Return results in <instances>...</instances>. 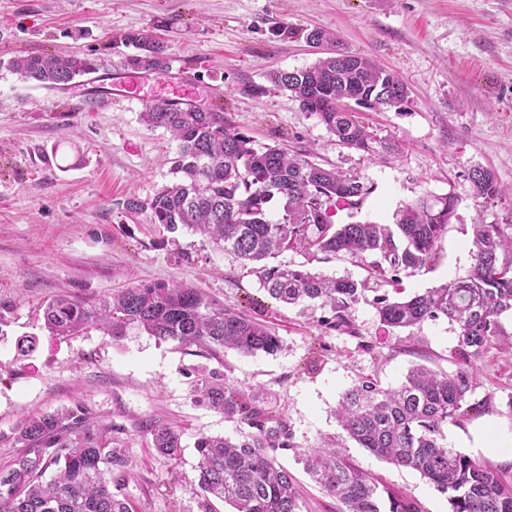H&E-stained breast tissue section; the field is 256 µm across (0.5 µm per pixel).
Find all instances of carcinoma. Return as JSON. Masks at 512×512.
<instances>
[{"mask_svg":"<svg viewBox=\"0 0 512 512\" xmlns=\"http://www.w3.org/2000/svg\"><path fill=\"white\" fill-rule=\"evenodd\" d=\"M122 42L134 49L126 56L127 67L143 72L170 68L164 46L147 34L129 31ZM8 67L46 89H65L98 70L95 60L76 56H18ZM268 79L294 95L338 142L370 156L394 149L342 102L395 106L405 101L407 87L397 73L338 48L308 68L274 71ZM141 118L177 142L171 167L177 181L148 202L133 199L126 207L148 209L156 231L173 232L181 225L207 237L238 257L260 288L284 304L317 302L329 308L332 316L321 320L328 329L355 334L348 310L364 297L368 281L400 293L401 274L433 261L435 246L456 215L453 197L433 196L403 207L392 226L337 224L336 208L357 209L368 194L359 174L326 168L281 148L259 147L224 120V113L191 103L150 104ZM469 178L474 200L483 205L512 195L488 168H472ZM472 246L466 277L410 298H374L379 320L390 328H413L441 317L457 325L450 356L455 369L415 365L396 388L364 377L342 396L336 420L360 447L419 472L448 495L450 512H512V477L444 444L445 430L464 415L485 361L492 351L505 349L500 317L512 313V233L501 224H474ZM287 251L309 263L347 256L367 276L355 281L304 264L272 263ZM43 320L50 335L62 338L88 329L119 336L134 325L161 342L195 345L213 354L225 348L273 354L282 347L281 338L264 324L185 284H140L98 302L53 297L44 305ZM193 393L196 403L249 428L236 441L196 438L204 512H213L214 500L231 505L233 512H300L293 478L277 461L278 451L296 447L285 417L271 414L258 395L239 390L216 371L197 373ZM149 434L161 455L172 456L181 447L177 429L155 426ZM14 439L25 451L0 471V512H129L128 502L112 491L128 465L125 449L114 446L112 424L91 421L84 406L29 415ZM304 461L313 480L341 501L343 512H420L413 500L380 485L338 450L334 437L308 446ZM50 469L57 473L45 482Z\"/></svg>","mask_w":512,"mask_h":512,"instance_id":"cac0c4a2","label":"carcinoma"}]
</instances>
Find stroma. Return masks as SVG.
<instances>
[{"label":"stroma","instance_id":"35a3bbf8","mask_svg":"<svg viewBox=\"0 0 512 512\" xmlns=\"http://www.w3.org/2000/svg\"><path fill=\"white\" fill-rule=\"evenodd\" d=\"M316 29L403 78L402 104L346 103L397 151L372 158L337 142L268 80L269 71L303 69L333 52L335 45L308 40ZM128 31L162 41L169 71L128 68ZM22 54L89 56L99 69L49 90L0 67V470L21 450L13 434L24 416L78 402L111 424L129 458L119 492L132 512H201L194 440L235 438L242 429L192 399L197 372L216 370L242 391L262 392L265 408L286 417L295 446L279 461L295 479L301 512L342 510L295 452L329 436L421 512H449L447 495L417 471L342 438L335 410L359 376L395 387L415 365L451 370L456 325L441 318L393 330L367 300L350 310L357 336L328 329L319 320L329 309L277 303L234 255L183 227L151 232L148 212L126 202L148 201L175 180L176 144L143 123L146 105L189 102L223 110L260 145L359 173L371 192L358 212L337 209L336 223L390 224L423 197H454L456 216L434 261L404 277V293L465 277L472 225L512 222V199L478 206L468 178L480 166L512 188V0H0V60ZM160 282L188 284L265 321L282 350L214 356L134 326L117 339L91 330L68 340L43 327L42 305L55 295L102 299ZM26 335L39 346L21 357L15 342ZM511 398L512 369L493 358L468 398L475 411L449 426L447 446L475 458L465 440L473 427L512 434L504 413ZM151 425L181 430L177 456L154 451Z\"/></svg>","mask_w":512,"mask_h":512}]
</instances>
